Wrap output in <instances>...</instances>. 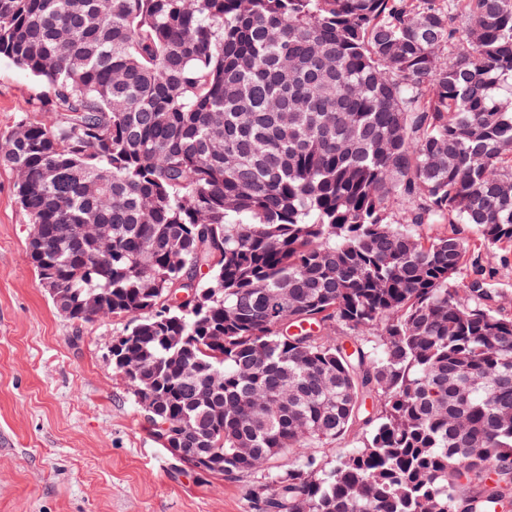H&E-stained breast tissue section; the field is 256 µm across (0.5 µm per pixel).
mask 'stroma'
I'll return each instance as SVG.
<instances>
[{
    "label": "stroma",
    "instance_id": "obj_1",
    "mask_svg": "<svg viewBox=\"0 0 512 512\" xmlns=\"http://www.w3.org/2000/svg\"><path fill=\"white\" fill-rule=\"evenodd\" d=\"M42 86L0 60V133L51 124ZM0 166V512H255L247 478L207 482L155 440L108 346L118 320L61 315L27 261L30 224Z\"/></svg>",
    "mask_w": 512,
    "mask_h": 512
}]
</instances>
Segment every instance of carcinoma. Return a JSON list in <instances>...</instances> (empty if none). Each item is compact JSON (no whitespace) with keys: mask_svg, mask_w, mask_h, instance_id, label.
Masks as SVG:
<instances>
[{"mask_svg":"<svg viewBox=\"0 0 512 512\" xmlns=\"http://www.w3.org/2000/svg\"><path fill=\"white\" fill-rule=\"evenodd\" d=\"M0 59L58 116L0 134L27 260L175 459L257 512L512 501V312L459 283L512 272V0H0Z\"/></svg>","mask_w":512,"mask_h":512,"instance_id":"cac0c4a2","label":"carcinoma"}]
</instances>
